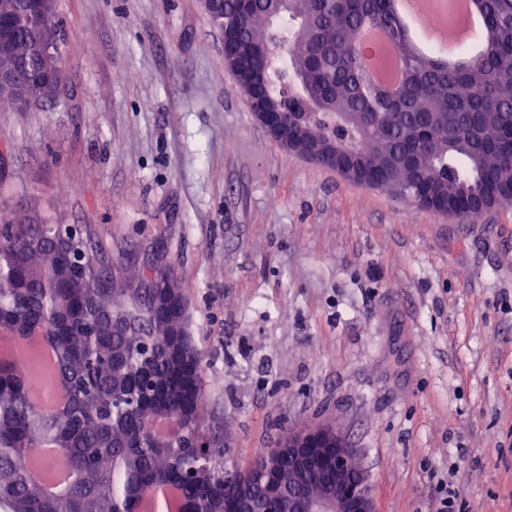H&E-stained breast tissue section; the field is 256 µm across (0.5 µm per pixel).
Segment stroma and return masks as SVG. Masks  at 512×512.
<instances>
[{"label": "stroma", "mask_w": 512, "mask_h": 512, "mask_svg": "<svg viewBox=\"0 0 512 512\" xmlns=\"http://www.w3.org/2000/svg\"><path fill=\"white\" fill-rule=\"evenodd\" d=\"M63 105L0 109V203L187 298L227 464L330 424L376 512H512V205L468 221L289 153L202 0H54ZM430 478L433 482V490L436 502L435 512H456L455 494L452 481L447 477H438L432 473Z\"/></svg>", "instance_id": "obj_1"}]
</instances>
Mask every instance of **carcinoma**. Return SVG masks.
Returning a JSON list of instances; mask_svg holds the SVG:
<instances>
[{
    "label": "carcinoma",
    "instance_id": "cac0c4a2",
    "mask_svg": "<svg viewBox=\"0 0 512 512\" xmlns=\"http://www.w3.org/2000/svg\"><path fill=\"white\" fill-rule=\"evenodd\" d=\"M489 38L470 68L448 70L430 56H401L403 81L383 93L359 63L362 31L380 29L402 44L392 0H255L251 17L224 0V25L256 74L255 106L288 97L319 108L317 136L329 134L332 113L354 112L358 124L336 129V163L355 165L395 194L432 207L448 199L459 218L483 203H512V0H479ZM57 29L54 12L30 10L23 0H0V27L20 57L23 95L41 101L64 74L43 69L26 46L39 30ZM276 47L251 56L250 41ZM0 220V327L14 330L24 314L30 357L15 367L0 356V505L7 512H145L150 496L175 491L170 508L226 512L237 486L224 483V449L201 418V352L171 307L187 300L177 279L166 289L156 276L170 267L148 265L134 280L121 258L92 255L76 279L68 276L73 248L57 224L30 222L20 206ZM60 382L64 401L47 411L31 392ZM41 462L71 473L50 493L32 477Z\"/></svg>",
    "mask_w": 512,
    "mask_h": 512
}]
</instances>
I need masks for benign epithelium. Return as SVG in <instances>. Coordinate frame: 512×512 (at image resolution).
I'll return each instance as SVG.
<instances>
[{"label": "benign epithelium", "instance_id": "obj_1", "mask_svg": "<svg viewBox=\"0 0 512 512\" xmlns=\"http://www.w3.org/2000/svg\"><path fill=\"white\" fill-rule=\"evenodd\" d=\"M257 120L282 147L324 166H336V141L311 143L309 125L292 112L272 107L255 113ZM288 451V512H376L366 475L353 463L355 449L336 430L325 426L288 433V440L271 449L264 467L278 465ZM238 512H282L267 506L264 493L238 480Z\"/></svg>", "mask_w": 512, "mask_h": 512}]
</instances>
